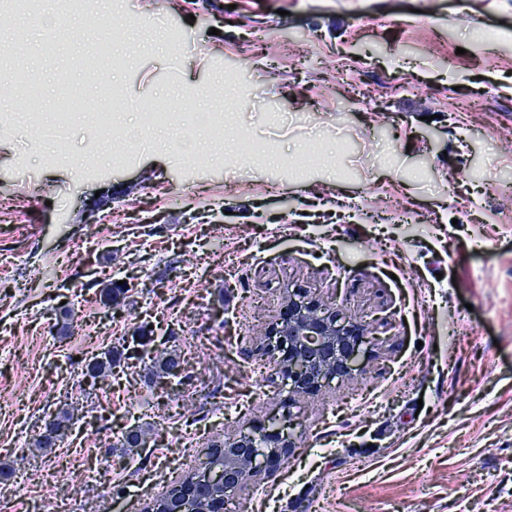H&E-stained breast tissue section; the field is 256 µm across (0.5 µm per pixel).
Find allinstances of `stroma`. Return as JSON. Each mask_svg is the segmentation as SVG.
<instances>
[{
	"label": "stroma",
	"instance_id": "1",
	"mask_svg": "<svg viewBox=\"0 0 512 512\" xmlns=\"http://www.w3.org/2000/svg\"><path fill=\"white\" fill-rule=\"evenodd\" d=\"M161 15L93 69L104 30L79 15L0 28V68L53 61L44 131L0 102V512L66 495L143 512L203 473L211 441L273 421L292 448L236 486L240 512H512V0H163ZM65 87L96 109L62 126ZM160 97L173 115L147 130L152 151H122ZM111 280L127 293L106 306ZM298 286L371 329L356 370L313 396L282 391L265 354ZM68 308L87 341L60 333ZM114 346L143 361L103 396L80 372ZM165 350L181 371L159 381L143 363ZM64 410L78 449L35 447Z\"/></svg>",
	"mask_w": 512,
	"mask_h": 512
}]
</instances>
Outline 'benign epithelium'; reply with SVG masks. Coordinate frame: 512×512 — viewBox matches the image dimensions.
<instances>
[{
	"instance_id": "obj_1",
	"label": "benign epithelium",
	"mask_w": 512,
	"mask_h": 512,
	"mask_svg": "<svg viewBox=\"0 0 512 512\" xmlns=\"http://www.w3.org/2000/svg\"><path fill=\"white\" fill-rule=\"evenodd\" d=\"M367 331L366 321L340 315L301 288L292 290L268 332L277 337L272 363L281 375V387L290 393L313 395L323 383L351 374L356 345ZM225 447V466L250 477L262 466L276 468L290 444L278 429L260 424L251 433L226 442ZM231 448H247L249 453L233 455Z\"/></svg>"
}]
</instances>
